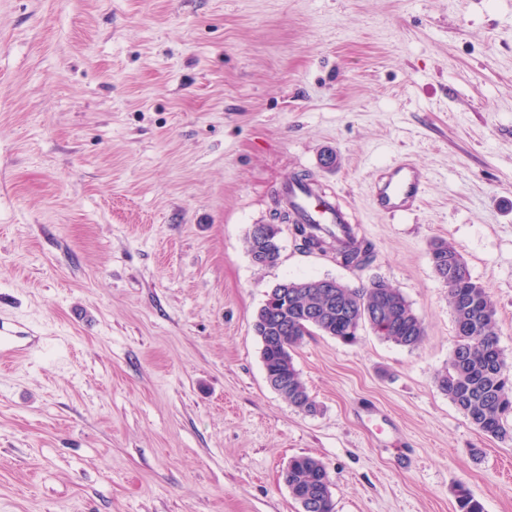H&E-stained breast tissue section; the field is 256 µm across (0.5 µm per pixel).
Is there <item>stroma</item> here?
Here are the masks:
<instances>
[{"instance_id":"35a3bbf8","label":"stroma","mask_w":512,"mask_h":512,"mask_svg":"<svg viewBox=\"0 0 512 512\" xmlns=\"http://www.w3.org/2000/svg\"><path fill=\"white\" fill-rule=\"evenodd\" d=\"M411 159L410 214L376 172ZM306 173L375 249L354 270L247 235ZM451 243L496 303L512 367V0H0V512H512V443L435 385L454 346L429 257ZM382 278L426 325L306 337L317 405L266 381L255 316L283 280ZM424 174L413 163L400 162L374 183L373 195L379 208L391 216L413 211L422 199ZM322 468L325 469L326 476L331 481L326 467L319 460L310 456L296 457L289 462L288 467L284 471V481L289 490L292 486L320 488V470H322ZM327 477L325 478V481L328 483V486L332 487V485L329 484L330 481ZM331 483L333 484L332 481ZM295 500L300 505L301 512H311L312 510L314 512H333L334 511L332 490H330L328 493H324L322 491L320 492L318 500H317V506L314 503V497L312 496V494L309 491H304L301 494H296Z\"/></svg>"}]
</instances>
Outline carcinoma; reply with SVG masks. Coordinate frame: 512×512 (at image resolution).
I'll use <instances>...</instances> for the list:
<instances>
[{
	"label": "carcinoma",
	"instance_id": "carcinoma-1",
	"mask_svg": "<svg viewBox=\"0 0 512 512\" xmlns=\"http://www.w3.org/2000/svg\"><path fill=\"white\" fill-rule=\"evenodd\" d=\"M264 224V237L274 250L267 266L280 258V224ZM294 231L303 249L312 246L335 252L336 263L353 269L368 266L374 258L373 244L358 238L351 246L337 247L314 234L308 225ZM430 260L438 279L448 288V309L456 339L448 366L434 377L435 385L448 396L482 434L512 442V372L499 346L495 304L489 291L472 278L459 251L440 240L432 244ZM321 279L289 282L288 297H279L278 283L266 292L268 301L257 313L262 320L261 358L269 385L288 404L308 413L316 411L293 362V352L305 338L318 331L344 344L357 340L361 327L369 326L380 338L408 349L418 348L425 336L423 320L414 312L402 291L381 278L369 287L351 289L339 284L336 291L319 287ZM324 465L310 456L292 459L284 471L287 486L318 488ZM458 512H483L482 503L464 486L455 492Z\"/></svg>",
	"mask_w": 512,
	"mask_h": 512
}]
</instances>
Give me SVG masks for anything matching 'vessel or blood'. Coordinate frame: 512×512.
<instances>
[{"label": "vessel or blood", "mask_w": 512, "mask_h": 512, "mask_svg": "<svg viewBox=\"0 0 512 512\" xmlns=\"http://www.w3.org/2000/svg\"><path fill=\"white\" fill-rule=\"evenodd\" d=\"M424 174L412 163L401 162L382 174L374 183L373 195L379 208L396 216L413 211L422 199ZM279 206L292 220L322 225L336 231L349 217L334 197L323 194L316 184L302 188L288 184L279 192Z\"/></svg>", "instance_id": "1"}]
</instances>
